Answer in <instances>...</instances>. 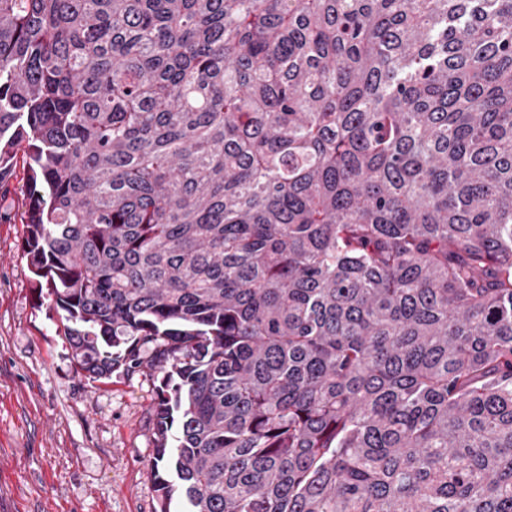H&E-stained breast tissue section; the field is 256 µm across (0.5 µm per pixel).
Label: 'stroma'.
I'll return each instance as SVG.
<instances>
[{"label":"stroma","instance_id":"obj_1","mask_svg":"<svg viewBox=\"0 0 512 512\" xmlns=\"http://www.w3.org/2000/svg\"><path fill=\"white\" fill-rule=\"evenodd\" d=\"M26 172L0 191V512H160L154 384L82 371L22 255Z\"/></svg>","mask_w":512,"mask_h":512}]
</instances>
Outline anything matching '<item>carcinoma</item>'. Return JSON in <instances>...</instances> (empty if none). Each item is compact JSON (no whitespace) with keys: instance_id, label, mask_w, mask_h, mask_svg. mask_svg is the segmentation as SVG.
Wrapping results in <instances>:
<instances>
[{"instance_id":"carcinoma-1","label":"carcinoma","mask_w":512,"mask_h":512,"mask_svg":"<svg viewBox=\"0 0 512 512\" xmlns=\"http://www.w3.org/2000/svg\"><path fill=\"white\" fill-rule=\"evenodd\" d=\"M20 159L160 512H512V0H0Z\"/></svg>"}]
</instances>
